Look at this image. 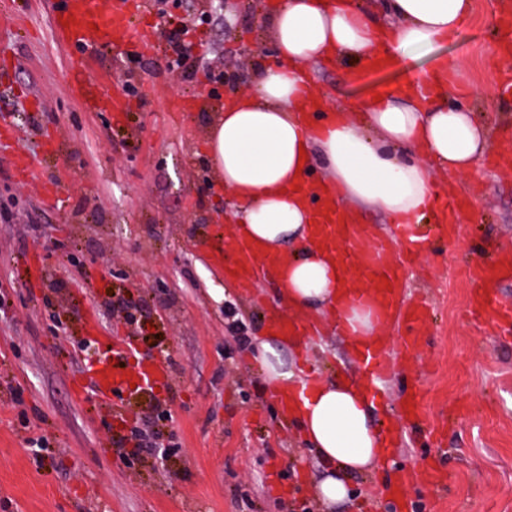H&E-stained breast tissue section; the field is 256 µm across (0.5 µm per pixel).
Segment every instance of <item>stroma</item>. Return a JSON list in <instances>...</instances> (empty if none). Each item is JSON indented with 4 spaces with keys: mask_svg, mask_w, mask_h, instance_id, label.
Returning <instances> with one entry per match:
<instances>
[{
    "mask_svg": "<svg viewBox=\"0 0 512 512\" xmlns=\"http://www.w3.org/2000/svg\"><path fill=\"white\" fill-rule=\"evenodd\" d=\"M145 22L157 42L181 23L195 53L224 55L225 74L248 82L274 63L267 21L253 0H165ZM500 0H474L451 41L412 53L407 70L346 81L341 67L314 78L332 101L363 110L369 86H393L406 71L447 57L449 104L475 112L494 144L512 140V96L484 97L512 67L497 40ZM55 0H0V84L40 107L22 112L0 92L11 131L0 139V512H393L386 487L402 469L430 465L439 451L397 410L423 386L433 422H446L448 491L423 486L409 512H512V334L492 337L468 322V268L490 248L512 246V171L487 167L483 184L460 182L459 236L433 245L404 279L406 298L434 305L420 352L398 358L370 420L400 441L389 464L349 480L346 503L327 508L312 485L322 469L265 389L253 361L277 285L239 288L210 259L224 242L229 200L205 147V127L224 102L223 84L171 79L163 55L133 59L93 47L87 76L131 85L122 119L88 110L67 92L70 47L50 27ZM132 301L133 322L109 301ZM133 336L142 355L167 362L164 387L131 400L116 427L91 390L87 320ZM301 367L353 378L361 366L332 335ZM163 414L169 460L121 454L112 442L152 411ZM44 438L34 448L30 439Z\"/></svg>",
    "mask_w": 512,
    "mask_h": 512,
    "instance_id": "35a3bbf8",
    "label": "stroma"
}]
</instances>
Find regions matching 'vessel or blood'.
<instances>
[{
	"mask_svg": "<svg viewBox=\"0 0 512 512\" xmlns=\"http://www.w3.org/2000/svg\"><path fill=\"white\" fill-rule=\"evenodd\" d=\"M58 7L51 16V29L57 39L77 52L70 63L69 91L88 108L98 112L125 111V93L104 97L83 74L82 49L88 37L97 43L132 46L139 52L153 55L156 43L143 39L132 25L134 14L144 11L146 0H57ZM318 222L313 231L316 239L335 251L340 263L355 264L361 277L360 285L352 288V303L369 307L382 321L401 325L404 334L399 340L400 353L409 355L421 344V326L429 311L424 301L406 300L401 288L402 273L407 262L420 258L426 239L416 231L415 225L396 224L383 236L374 235L370 226L355 224L347 215L331 205L324 197H315ZM432 209L439 223L437 236L451 238L460 210L455 199L436 196ZM213 259L219 263L225 276L239 287H252L260 272L271 271L282 263L277 254L257 260L249 243H242L233 253L214 247ZM512 268V252L502 251L492 261L477 268L472 277L477 284L469 300L472 314L490 318L496 325L512 333V303L498 298L496 284L503 268ZM98 342L106 350L100 361L93 363L91 372L95 390L101 397L129 400L166 382L169 369L163 360H145L129 338L99 336ZM353 352L364 369L369 387H376L393 366L386 346L358 342ZM403 410L406 421L417 425L427 422L426 397L422 387H412L405 394Z\"/></svg>",
	"mask_w": 512,
	"mask_h": 512,
	"instance_id": "obj_1",
	"label": "vessel or blood"
}]
</instances>
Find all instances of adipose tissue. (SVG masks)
I'll return each instance as SVG.
<instances>
[{
	"instance_id": "adipose-tissue-1",
	"label": "adipose tissue",
	"mask_w": 512,
	"mask_h": 512,
	"mask_svg": "<svg viewBox=\"0 0 512 512\" xmlns=\"http://www.w3.org/2000/svg\"><path fill=\"white\" fill-rule=\"evenodd\" d=\"M377 9L370 14L360 0H281L268 16L277 65L238 88L206 132L216 175L233 200L224 216L228 243L247 239L287 255L276 281L290 317L348 340L386 336L388 326L343 301L336 260L312 243V206L293 185L315 174L352 219L370 210L390 224H417L438 179L476 177L491 147L476 115L448 105L429 85V74L448 68L440 56L428 75L372 88L362 115L321 93L313 66L333 61L352 76L382 54L401 66L412 51L452 39L473 0H379ZM310 342L266 334L254 355L271 393L291 391L288 414L324 465L315 493L330 507L347 500L352 475L387 457L364 383L304 380L296 359Z\"/></svg>"
}]
</instances>
